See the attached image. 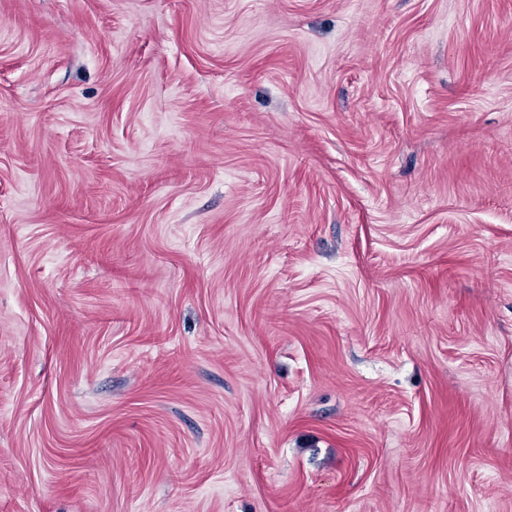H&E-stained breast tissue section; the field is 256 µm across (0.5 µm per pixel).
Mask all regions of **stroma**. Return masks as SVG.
Here are the masks:
<instances>
[{"label": "stroma", "instance_id": "35a3bbf8", "mask_svg": "<svg viewBox=\"0 0 512 512\" xmlns=\"http://www.w3.org/2000/svg\"><path fill=\"white\" fill-rule=\"evenodd\" d=\"M0 512H512V0H0Z\"/></svg>", "mask_w": 512, "mask_h": 512}]
</instances>
